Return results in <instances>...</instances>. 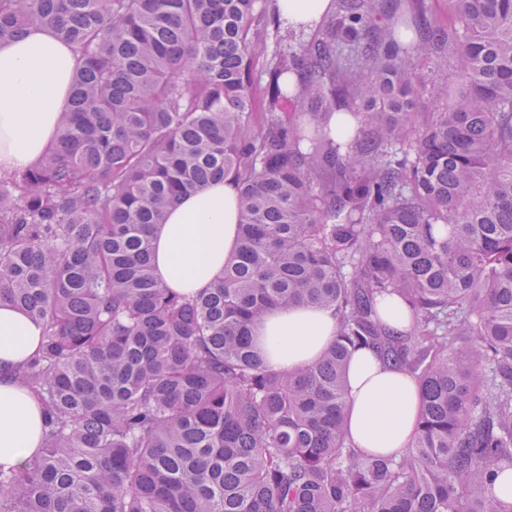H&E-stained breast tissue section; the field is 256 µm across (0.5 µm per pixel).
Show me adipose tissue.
Returning a JSON list of instances; mask_svg holds the SVG:
<instances>
[{
  "mask_svg": "<svg viewBox=\"0 0 512 512\" xmlns=\"http://www.w3.org/2000/svg\"><path fill=\"white\" fill-rule=\"evenodd\" d=\"M331 0H278L288 28L305 30L329 11ZM80 60L45 27L0 40V173L35 164L61 133L69 86ZM238 194L232 179L188 193L152 234L154 272L169 287L194 294L224 273L236 250ZM333 310L304 305L271 310L257 327L258 345L274 368L315 362L335 338ZM42 326L0 301V468H20L41 446L43 417L34 394L14 378L38 350ZM347 434L366 453L395 455L418 422L419 391L407 370L357 351L347 375Z\"/></svg>",
  "mask_w": 512,
  "mask_h": 512,
  "instance_id": "1",
  "label": "adipose tissue"
}]
</instances>
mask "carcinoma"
Segmentation results:
<instances>
[{
	"label": "carcinoma",
	"instance_id": "carcinoma-1",
	"mask_svg": "<svg viewBox=\"0 0 512 512\" xmlns=\"http://www.w3.org/2000/svg\"><path fill=\"white\" fill-rule=\"evenodd\" d=\"M267 2L0 0V39L48 25L82 61L59 140L0 175V299L43 326L18 379L46 426L0 469V512H512V0H452L446 29L418 0H337L286 47ZM423 54L455 80L420 83ZM423 94L443 105L409 139ZM353 101L344 149L326 114ZM228 176L238 248L186 296L154 275L152 232ZM385 295L412 329L383 326ZM294 305L338 330L281 371L253 332ZM361 349L415 376L398 456L349 442Z\"/></svg>",
	"mask_w": 512,
	"mask_h": 512
}]
</instances>
